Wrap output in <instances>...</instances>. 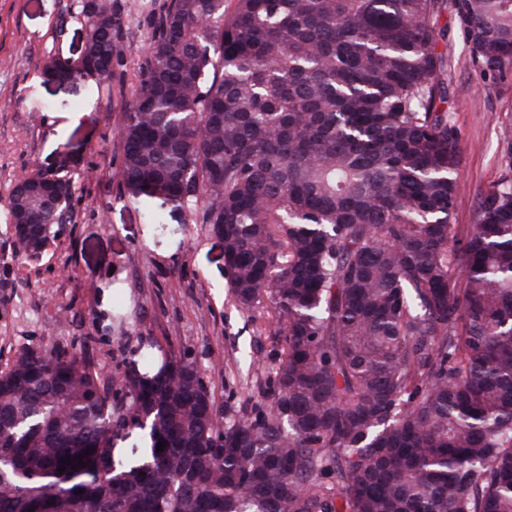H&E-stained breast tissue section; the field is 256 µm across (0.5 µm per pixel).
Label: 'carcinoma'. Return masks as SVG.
<instances>
[{"label":"carcinoma","mask_w":512,"mask_h":512,"mask_svg":"<svg viewBox=\"0 0 512 512\" xmlns=\"http://www.w3.org/2000/svg\"><path fill=\"white\" fill-rule=\"evenodd\" d=\"M224 2L160 17L120 177L224 241L236 302L281 345L268 406L222 409L185 355L106 379L84 350H23L0 367V512H512V179L450 224L438 51L446 11L480 75L511 71L512 0ZM80 8L96 68L41 75L99 85L119 22ZM47 176L5 215L28 260L72 220ZM127 428L150 438L138 465L113 452Z\"/></svg>","instance_id":"cac0c4a2"}]
</instances>
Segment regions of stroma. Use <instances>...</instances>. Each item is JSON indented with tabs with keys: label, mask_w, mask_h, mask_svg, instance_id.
Wrapping results in <instances>:
<instances>
[{
	"label": "stroma",
	"mask_w": 512,
	"mask_h": 512,
	"mask_svg": "<svg viewBox=\"0 0 512 512\" xmlns=\"http://www.w3.org/2000/svg\"><path fill=\"white\" fill-rule=\"evenodd\" d=\"M170 0H111L121 27L112 79L45 82L51 56L78 58L84 21L74 0H0V212L21 175L47 171L73 183L71 224L40 260L22 259L0 223V367L28 348L88 350L105 376L122 374V343L190 354L221 407L262 403L275 358L258 314L232 298L224 244L189 215L151 223L117 176V132L133 100L157 18ZM438 49L448 58V113L461 148L451 222L478 221L483 193L512 173L502 151L512 124V74L482 79L451 13ZM45 104L30 111L31 99Z\"/></svg>",
	"instance_id": "1"
}]
</instances>
